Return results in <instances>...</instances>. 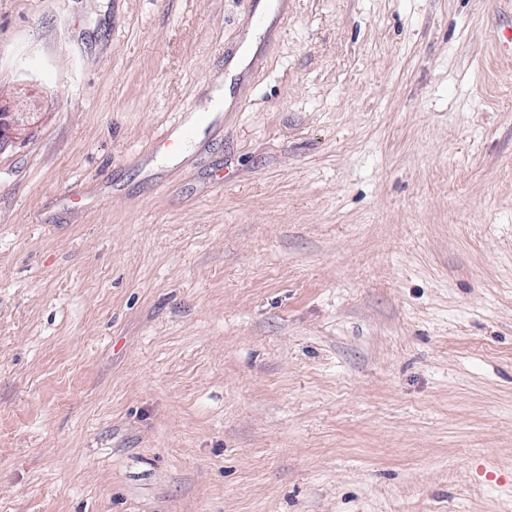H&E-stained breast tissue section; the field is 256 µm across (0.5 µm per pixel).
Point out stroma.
Returning a JSON list of instances; mask_svg holds the SVG:
<instances>
[{"mask_svg": "<svg viewBox=\"0 0 512 512\" xmlns=\"http://www.w3.org/2000/svg\"><path fill=\"white\" fill-rule=\"evenodd\" d=\"M262 2L0 0V512L512 504V0Z\"/></svg>", "mask_w": 512, "mask_h": 512, "instance_id": "35a3bbf8", "label": "stroma"}]
</instances>
